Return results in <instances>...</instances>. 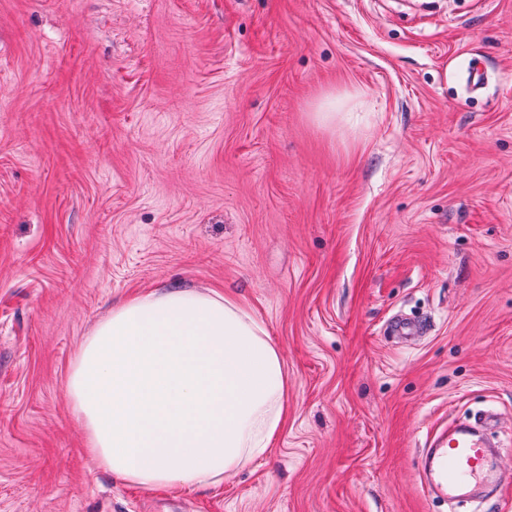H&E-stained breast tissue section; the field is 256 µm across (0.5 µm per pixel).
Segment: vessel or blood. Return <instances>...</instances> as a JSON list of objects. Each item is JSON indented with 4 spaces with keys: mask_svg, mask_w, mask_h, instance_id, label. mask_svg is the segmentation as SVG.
I'll use <instances>...</instances> for the list:
<instances>
[{
    "mask_svg": "<svg viewBox=\"0 0 512 512\" xmlns=\"http://www.w3.org/2000/svg\"><path fill=\"white\" fill-rule=\"evenodd\" d=\"M428 483L448 498L477 494L487 477V450L469 427H456L439 447L427 449Z\"/></svg>",
    "mask_w": 512,
    "mask_h": 512,
    "instance_id": "obj_1",
    "label": "vessel or blood"
}]
</instances>
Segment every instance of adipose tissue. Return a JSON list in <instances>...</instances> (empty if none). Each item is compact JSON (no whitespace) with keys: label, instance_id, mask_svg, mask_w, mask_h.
I'll return each mask as SVG.
<instances>
[{"label":"adipose tissue","instance_id":"adipose-tissue-1","mask_svg":"<svg viewBox=\"0 0 512 512\" xmlns=\"http://www.w3.org/2000/svg\"><path fill=\"white\" fill-rule=\"evenodd\" d=\"M67 390L97 469L144 490L195 489L268 452L288 379L238 299L160 285L113 305L83 342Z\"/></svg>","mask_w":512,"mask_h":512}]
</instances>
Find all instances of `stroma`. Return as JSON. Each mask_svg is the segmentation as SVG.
I'll return each instance as SVG.
<instances>
[{"instance_id":"stroma-1","label":"stroma","mask_w":512,"mask_h":512,"mask_svg":"<svg viewBox=\"0 0 512 512\" xmlns=\"http://www.w3.org/2000/svg\"><path fill=\"white\" fill-rule=\"evenodd\" d=\"M157 285L284 359V428L215 486L84 452L71 364ZM486 411L477 512H512V0H0V512H448L421 452Z\"/></svg>"}]
</instances>
